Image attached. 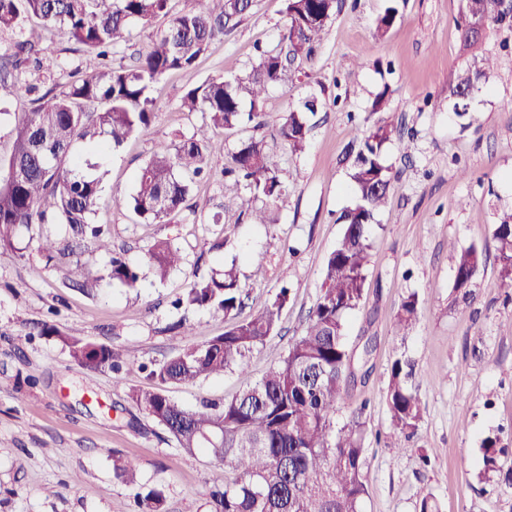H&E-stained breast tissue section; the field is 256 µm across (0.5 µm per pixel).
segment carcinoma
I'll return each instance as SVG.
<instances>
[{
    "label": "carcinoma",
    "instance_id": "1",
    "mask_svg": "<svg viewBox=\"0 0 512 512\" xmlns=\"http://www.w3.org/2000/svg\"><path fill=\"white\" fill-rule=\"evenodd\" d=\"M170 0H0V32L18 34L11 53L0 54V104L22 94L38 93L32 111L14 118L12 148L0 157V255L15 253L21 228L60 224L87 241L90 248L112 254L109 277L128 288L138 287L140 275L112 252L103 228L94 224L103 192L102 176L82 148L104 153L130 137L146 135L154 117L151 90L168 73L192 67L212 40L235 28L247 16L252 0H190L170 25L156 35L152 49L133 65L105 64L68 82L41 88L19 79L21 65L34 60L48 74L58 56L36 29L25 22L36 18L42 29L59 31L78 49L106 58L135 24L147 26L168 13ZM338 7V0H286L288 22L280 49L263 51L253 73L233 80L210 79L188 89L181 99L185 112H203L209 123L169 146L159 143L135 176L125 205L148 224H160L181 208L197 177L204 171L206 153L223 149L210 131L236 130L243 119L260 120L268 87L281 82L288 66L312 62L316 42ZM504 23L502 0H462L456 27L469 47L472 19ZM488 68L459 78L453 96L473 94L486 80ZM321 102L316 97L288 112L279 136L295 152L305 149L309 116ZM249 111H244V108ZM386 123L361 140L351 172L357 203L344 215L343 237L329 255L317 301L304 333L288 352L255 383L224 404L203 403L186 408L165 394L171 384H190L201 378L244 370L245 359L264 345L280 322L288 288L260 313L234 322L224 334L192 345L175 357L148 367L138 366L112 350L53 325L42 336H56L80 366L108 367L120 374L134 368L147 372L148 385L133 387L130 401L163 426L187 453L202 450L224 463V483L209 492L210 512H361L367 493L362 423L354 417L336 427L335 414L349 384L365 380L369 370L355 368L346 348V318L359 307L369 262V227L387 203L392 175L383 147L393 137ZM265 198L268 208L252 213L253 223H271L268 209L288 207V189L277 175L263 141H240L224 169V191L240 186ZM498 276L512 288V213L494 225ZM155 276L163 279L181 263L179 250L168 240L150 248ZM484 264L482 250L470 246L455 260L453 288L462 300L473 298V287ZM242 286L236 263L207 279L193 282L183 303L209 308L226 316L242 308ZM418 298L408 294L395 316L396 335L413 326ZM413 365L403 356L393 360L387 384L390 428L409 437L422 419V405L409 385ZM497 440L485 441V472L497 470ZM113 475L125 484L137 483L136 464L113 455ZM128 512H166L163 492H138Z\"/></svg>",
    "mask_w": 512,
    "mask_h": 512
}]
</instances>
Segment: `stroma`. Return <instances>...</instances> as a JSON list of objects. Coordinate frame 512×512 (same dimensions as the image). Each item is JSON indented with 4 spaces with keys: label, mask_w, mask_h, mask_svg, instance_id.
Masks as SVG:
<instances>
[{
    "label": "stroma",
    "mask_w": 512,
    "mask_h": 512,
    "mask_svg": "<svg viewBox=\"0 0 512 512\" xmlns=\"http://www.w3.org/2000/svg\"><path fill=\"white\" fill-rule=\"evenodd\" d=\"M392 5L397 20L378 35L377 22ZM460 9L461 0H338L313 62L269 88L262 127L248 122L232 134L217 132L224 148L207 155L208 174L185 206L168 223H142L124 204L136 172L157 143H178L208 121L206 114L183 112L182 95L212 78L248 76L257 48H277L285 2L254 0L251 13L216 38L195 67L156 85L151 134L130 138L104 159L96 221L108 225L113 250L143 272L140 288L112 282L109 254L76 246L58 224L43 225V234L73 250L95 279L93 289L64 285L55 262L34 249L0 255V512H125L140 487L161 490L167 512H208L209 490L223 483L224 466L203 452H184L128 402V389L143 384V375L120 379L107 368L85 369L38 329L48 322L131 359L162 362L223 333L229 324L223 314L174 302L194 281L236 263L242 316L289 286L277 332L249 354L245 371L167 389L187 408L232 397L303 334L327 258L344 232L341 216L355 204L350 148L381 121L402 133L384 146L392 190L371 226L365 299L347 317L349 350L360 353L370 336L377 347L366 384L349 389L336 413L340 425L362 413L363 512H417L428 493L440 512H512V483L503 476L512 469V288L497 277L492 238L495 224L512 211V26L487 24L467 49L455 24ZM487 58L493 66L484 85L457 114L450 86ZM381 92L387 103L378 112ZM313 95L326 106L311 120L305 150L292 152L278 128ZM250 137L263 141L290 194L270 224L250 219L251 210L265 207L263 197L246 188L236 198L224 194L227 154ZM217 212L223 220L215 224ZM160 239L182 253L181 265L163 279L147 262ZM217 239L223 250H212ZM472 245L483 249L486 262L466 304L453 289L455 257ZM412 292L419 297L417 321L400 337L393 318ZM183 319L195 335L176 329ZM29 333L31 343L10 344V337ZM397 354L422 374L423 417L407 439L390 436L386 390ZM489 437L505 452L501 473L486 480L482 446ZM116 451L136 463L138 487L114 478ZM423 452L431 457L425 469Z\"/></svg>",
    "instance_id": "stroma-1"
}]
</instances>
